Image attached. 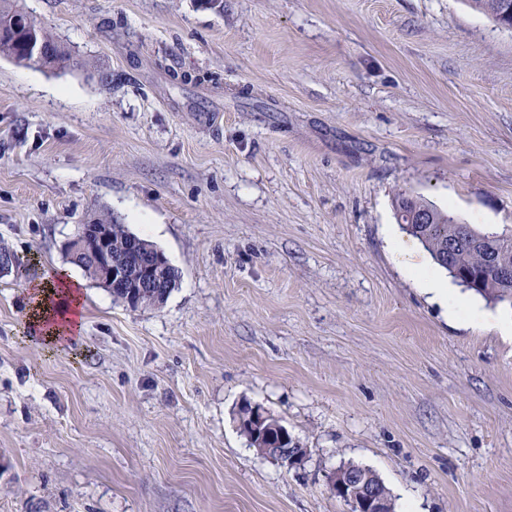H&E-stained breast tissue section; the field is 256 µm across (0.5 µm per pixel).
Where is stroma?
I'll list each match as a JSON object with an SVG mask.
<instances>
[{
    "label": "stroma",
    "mask_w": 512,
    "mask_h": 512,
    "mask_svg": "<svg viewBox=\"0 0 512 512\" xmlns=\"http://www.w3.org/2000/svg\"><path fill=\"white\" fill-rule=\"evenodd\" d=\"M83 70L0 56V512H512L511 308L452 320L393 251L398 191L512 230V31L465 0H19ZM110 213L181 272L133 309L62 244ZM69 269L78 344L25 339ZM263 407L306 456L241 435ZM241 409L247 410L246 421H251L253 427L258 428L262 438L268 434L267 440L271 443L263 448H258L268 459L281 464L283 459H287L288 466L294 467L300 465L304 459V448H294L295 443L290 448H276L275 443L287 441L288 430L280 422L265 411L261 406L245 403ZM273 434H278L277 440H274ZM301 462V463H300ZM282 465V464H281ZM352 469H365L375 475L353 462L343 464L329 475V490L346 503L348 512H390L388 500L393 512L394 504L389 489L382 482L380 489L377 480L370 473Z\"/></svg>",
    "instance_id": "stroma-1"
}]
</instances>
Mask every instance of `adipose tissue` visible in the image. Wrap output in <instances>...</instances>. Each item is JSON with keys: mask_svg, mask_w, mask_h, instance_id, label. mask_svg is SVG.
I'll list each match as a JSON object with an SVG mask.
<instances>
[{"mask_svg": "<svg viewBox=\"0 0 512 512\" xmlns=\"http://www.w3.org/2000/svg\"><path fill=\"white\" fill-rule=\"evenodd\" d=\"M424 289L436 299L445 300L450 317L467 318L471 323L483 321L484 315L464 303L448 280L424 264L411 263ZM29 299L26 318L27 338L38 346H64L74 343L82 333L84 322L83 284L65 271L46 274L27 286Z\"/></svg>", "mask_w": 512, "mask_h": 512, "instance_id": "obj_1", "label": "adipose tissue"}]
</instances>
